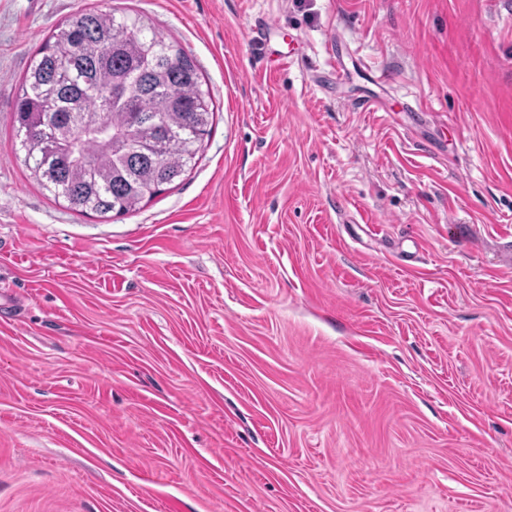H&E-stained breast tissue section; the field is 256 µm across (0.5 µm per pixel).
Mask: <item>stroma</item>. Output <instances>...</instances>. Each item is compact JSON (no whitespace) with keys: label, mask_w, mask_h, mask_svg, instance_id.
Instances as JSON below:
<instances>
[{"label":"stroma","mask_w":512,"mask_h":512,"mask_svg":"<svg viewBox=\"0 0 512 512\" xmlns=\"http://www.w3.org/2000/svg\"><path fill=\"white\" fill-rule=\"evenodd\" d=\"M89 9L214 104L107 221L13 127ZM510 241L512 0H0V512H512Z\"/></svg>","instance_id":"obj_1"}]
</instances>
